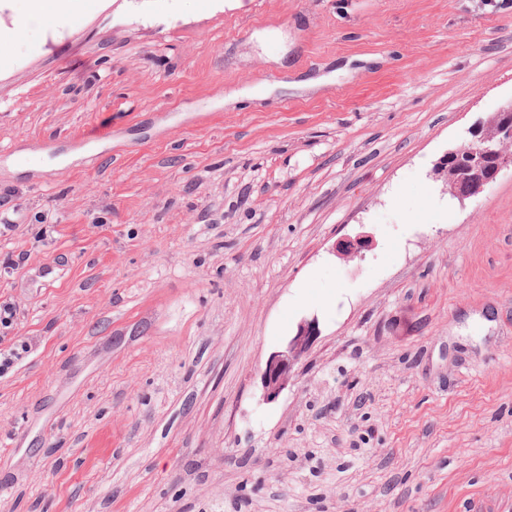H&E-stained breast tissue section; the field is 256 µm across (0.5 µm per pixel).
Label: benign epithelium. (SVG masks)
Here are the masks:
<instances>
[{"label":"benign epithelium","instance_id":"7a95c632","mask_svg":"<svg viewBox=\"0 0 512 512\" xmlns=\"http://www.w3.org/2000/svg\"><path fill=\"white\" fill-rule=\"evenodd\" d=\"M499 114L502 116V120L497 125L495 133L480 137L476 149L467 150L460 147L447 154V158L459 162L471 172L468 180L460 185L455 193V197L460 202L480 194L487 185L496 179L497 174L503 168L512 165V158L504 155L499 149L500 142L512 139V101L503 105ZM316 335V321L304 322L283 349L268 357L262 372L266 400L277 399L288 386L295 365L307 351Z\"/></svg>","mask_w":512,"mask_h":512}]
</instances>
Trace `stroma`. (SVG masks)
<instances>
[{"mask_svg":"<svg viewBox=\"0 0 512 512\" xmlns=\"http://www.w3.org/2000/svg\"><path fill=\"white\" fill-rule=\"evenodd\" d=\"M0 24V153H57L0 167V512H512V166L437 173L512 100V0ZM316 335V321L304 322L282 350L273 352L268 357L261 376L264 396L267 401L277 399L288 386L295 365L307 351Z\"/></svg>","mask_w":512,"mask_h":512,"instance_id":"35a3bbf8","label":"stroma"}]
</instances>
